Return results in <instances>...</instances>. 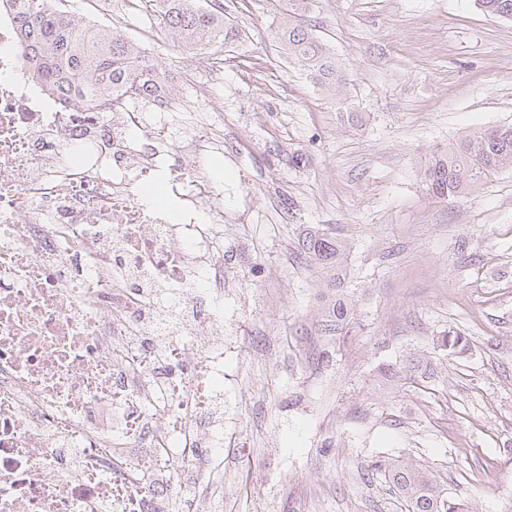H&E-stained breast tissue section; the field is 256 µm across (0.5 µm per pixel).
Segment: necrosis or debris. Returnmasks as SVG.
<instances>
[{
  "mask_svg": "<svg viewBox=\"0 0 512 512\" xmlns=\"http://www.w3.org/2000/svg\"><path fill=\"white\" fill-rule=\"evenodd\" d=\"M0 19V512H171L224 433V211L205 173L172 171L188 215L143 203L160 148L212 150L124 99L33 101Z\"/></svg>",
  "mask_w": 512,
  "mask_h": 512,
  "instance_id": "4bbe7bcc",
  "label": "necrosis or debris"
}]
</instances>
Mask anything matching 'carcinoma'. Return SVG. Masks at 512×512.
Wrapping results in <instances>:
<instances>
[{"label": "carcinoma", "instance_id": "carcinoma-1", "mask_svg": "<svg viewBox=\"0 0 512 512\" xmlns=\"http://www.w3.org/2000/svg\"><path fill=\"white\" fill-rule=\"evenodd\" d=\"M62 0H0L16 18L33 71L54 97H80L88 102L114 96L144 99L160 81L157 62L121 31L103 32L101 25L75 20ZM157 26L178 37L185 51H202L237 36L224 9L205 10L196 0H154ZM273 35L280 49L322 91L334 92L345 81V67L317 38L306 20L309 0H279ZM490 15L512 21V0H474ZM512 169V124L470 131L433 156L423 182L433 197L455 201L473 187ZM304 252L333 268L346 253L345 240L309 229ZM371 474L386 482L405 503L406 512H466L464 504L441 489L437 477L400 460L375 461Z\"/></svg>", "mask_w": 512, "mask_h": 512}]
</instances>
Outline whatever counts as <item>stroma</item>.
<instances>
[{"label": "stroma", "mask_w": 512, "mask_h": 512, "mask_svg": "<svg viewBox=\"0 0 512 512\" xmlns=\"http://www.w3.org/2000/svg\"><path fill=\"white\" fill-rule=\"evenodd\" d=\"M91 0L161 70L223 97L218 145L187 167L222 183L224 447L211 512H402L365 468L420 464L476 512H512V171L456 202L421 181L473 130L512 124V22L473 0H311L308 22L346 64L360 115L343 117L272 35L276 0L221 4L240 36L186 53L154 7ZM349 244L344 284L300 247ZM347 303L325 334L328 305ZM450 334L465 348L443 347Z\"/></svg>", "instance_id": "stroma-1"}]
</instances>
